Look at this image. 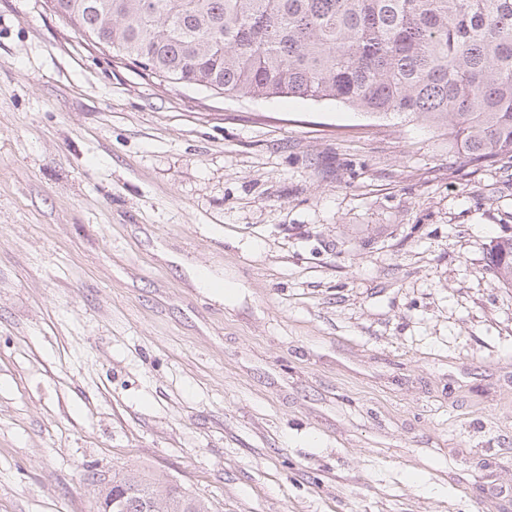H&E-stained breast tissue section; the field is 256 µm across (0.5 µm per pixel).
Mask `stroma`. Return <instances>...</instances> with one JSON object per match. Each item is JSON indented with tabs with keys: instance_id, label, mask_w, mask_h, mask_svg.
<instances>
[{
	"instance_id": "1",
	"label": "stroma",
	"mask_w": 512,
	"mask_h": 512,
	"mask_svg": "<svg viewBox=\"0 0 512 512\" xmlns=\"http://www.w3.org/2000/svg\"><path fill=\"white\" fill-rule=\"evenodd\" d=\"M505 235L511 156L0 0V512H97L122 467L215 512H512ZM490 263L496 281L512 286V236H503L496 240L490 252Z\"/></svg>"
}]
</instances>
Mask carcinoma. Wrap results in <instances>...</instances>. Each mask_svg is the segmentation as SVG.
<instances>
[{"instance_id": "carcinoma-1", "label": "carcinoma", "mask_w": 512, "mask_h": 512, "mask_svg": "<svg viewBox=\"0 0 512 512\" xmlns=\"http://www.w3.org/2000/svg\"><path fill=\"white\" fill-rule=\"evenodd\" d=\"M84 40L161 82L335 101L419 121L472 162L512 154V0H50ZM512 286V236L490 252ZM99 512H211L166 477L96 478Z\"/></svg>"}]
</instances>
